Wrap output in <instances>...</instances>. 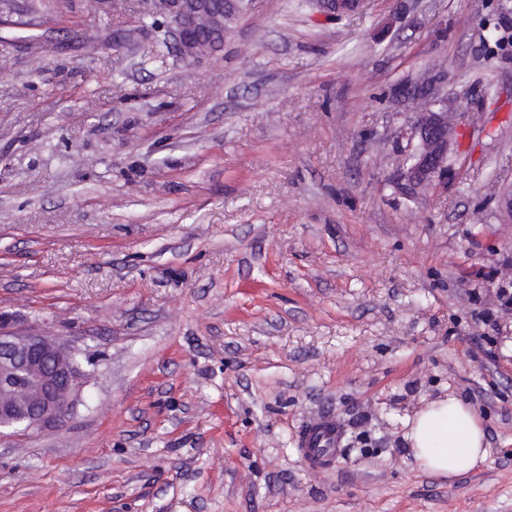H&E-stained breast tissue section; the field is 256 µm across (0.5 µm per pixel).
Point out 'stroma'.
Returning <instances> with one entry per match:
<instances>
[{"mask_svg":"<svg viewBox=\"0 0 512 512\" xmlns=\"http://www.w3.org/2000/svg\"><path fill=\"white\" fill-rule=\"evenodd\" d=\"M0 29V318L91 363L66 421L0 434V512H512V0H245L182 60L147 0ZM442 71L447 191L392 184ZM492 450L417 469L403 421ZM345 429L313 465L298 439ZM404 425L403 439L425 472L450 478L485 464L491 456L479 412L453 393L426 403ZM343 426L330 414H321L302 431L299 446L305 458L319 464L322 458L334 457L341 443Z\"/></svg>","mask_w":512,"mask_h":512,"instance_id":"obj_1","label":"stroma"}]
</instances>
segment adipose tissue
<instances>
[{"instance_id": "obj_1", "label": "adipose tissue", "mask_w": 512, "mask_h": 512, "mask_svg": "<svg viewBox=\"0 0 512 512\" xmlns=\"http://www.w3.org/2000/svg\"><path fill=\"white\" fill-rule=\"evenodd\" d=\"M405 427L403 438L425 472L450 478L485 464L491 456L479 412L456 395L426 403L406 419Z\"/></svg>"}]
</instances>
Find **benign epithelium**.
Returning <instances> with one entry per match:
<instances>
[{"instance_id":"obj_1","label":"benign epithelium","mask_w":512,"mask_h":512,"mask_svg":"<svg viewBox=\"0 0 512 512\" xmlns=\"http://www.w3.org/2000/svg\"><path fill=\"white\" fill-rule=\"evenodd\" d=\"M244 0H223L224 9L211 11V0H151L150 16L167 23L180 56L202 57L201 42L207 37L199 20L210 15L214 31L226 38V27L240 14ZM325 14L349 12L357 0H318ZM429 102L415 113L402 148L405 163L395 189L418 199L424 192L448 188L462 125L459 112L436 108ZM79 350L44 330L15 331L0 322V430L29 432L57 425L76 406L85 378L75 357Z\"/></svg>"}]
</instances>
